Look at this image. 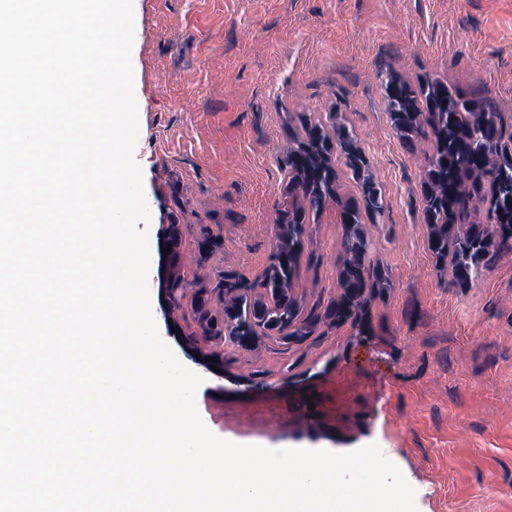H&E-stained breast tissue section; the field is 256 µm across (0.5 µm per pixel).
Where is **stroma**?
Returning a JSON list of instances; mask_svg holds the SVG:
<instances>
[{"label": "stroma", "mask_w": 512, "mask_h": 512, "mask_svg": "<svg viewBox=\"0 0 512 512\" xmlns=\"http://www.w3.org/2000/svg\"><path fill=\"white\" fill-rule=\"evenodd\" d=\"M132 62L147 225L150 307L177 360L206 373L196 401L217 437L347 453L377 444L415 489L417 512H512V250L455 283L429 248L430 141L408 149L385 83L439 81L491 102L512 129V0H133ZM307 124L342 125L364 163L334 156L337 198L315 217L291 282L303 338L244 348L201 335L192 300L223 319L215 284L251 298L268 268L282 160ZM363 211L368 259L390 286L363 328L324 318L339 297L341 205ZM185 282L168 308L171 274Z\"/></svg>", "instance_id": "stroma-1"}]
</instances>
